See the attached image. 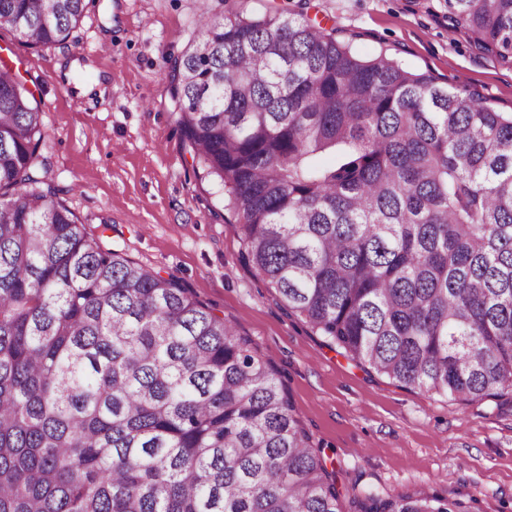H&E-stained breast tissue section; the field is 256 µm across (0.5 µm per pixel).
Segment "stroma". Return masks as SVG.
I'll return each mask as SVG.
<instances>
[{"label": "stroma", "mask_w": 512, "mask_h": 512, "mask_svg": "<svg viewBox=\"0 0 512 512\" xmlns=\"http://www.w3.org/2000/svg\"><path fill=\"white\" fill-rule=\"evenodd\" d=\"M247 16H307L378 54L512 112V65L453 33L444 0H88L65 44L31 48L0 29V63L43 112L45 183L103 245L172 276L211 305L283 382L344 494L439 493L512 512V399L465 405L397 386L328 346L240 261L224 188L192 167L163 74L197 35L200 2ZM103 83L104 98L75 86Z\"/></svg>", "instance_id": "obj_1"}]
</instances>
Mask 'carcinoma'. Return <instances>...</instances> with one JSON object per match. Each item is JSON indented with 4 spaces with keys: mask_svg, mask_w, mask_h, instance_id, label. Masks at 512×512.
<instances>
[{
    "mask_svg": "<svg viewBox=\"0 0 512 512\" xmlns=\"http://www.w3.org/2000/svg\"><path fill=\"white\" fill-rule=\"evenodd\" d=\"M445 5L448 29L512 62V0ZM85 11L0 0V28L59 44ZM165 80L241 262L312 332L405 388L512 394V112L302 13L206 11ZM43 139L1 68L0 512H472L437 493L345 510L271 366L40 188Z\"/></svg>",
    "mask_w": 512,
    "mask_h": 512,
    "instance_id": "cac0c4a2",
    "label": "carcinoma"
}]
</instances>
